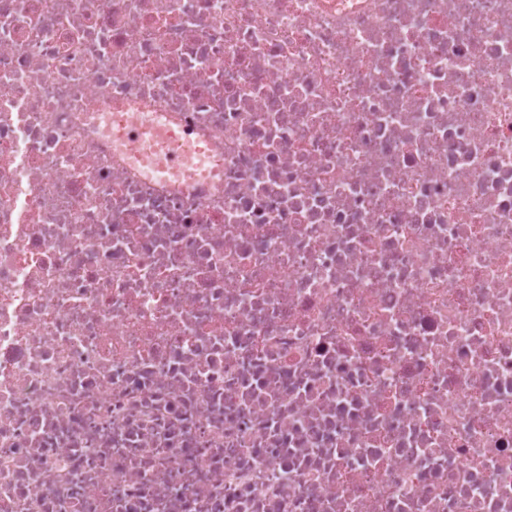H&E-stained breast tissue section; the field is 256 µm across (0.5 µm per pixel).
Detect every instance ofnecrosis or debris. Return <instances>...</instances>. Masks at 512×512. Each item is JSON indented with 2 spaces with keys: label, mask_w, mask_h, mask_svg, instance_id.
Returning <instances> with one entry per match:
<instances>
[{
  "label": "necrosis or debris",
  "mask_w": 512,
  "mask_h": 512,
  "mask_svg": "<svg viewBox=\"0 0 512 512\" xmlns=\"http://www.w3.org/2000/svg\"><path fill=\"white\" fill-rule=\"evenodd\" d=\"M0 512H512V0H0ZM113 133L116 140L129 147H143L159 154L161 165L155 171L164 178L171 170H180L187 161L196 167L209 163L207 150L200 145H190L185 131L170 127H156L145 124L140 117L131 120L128 116L114 114Z\"/></svg>",
  "instance_id": "1"
}]
</instances>
